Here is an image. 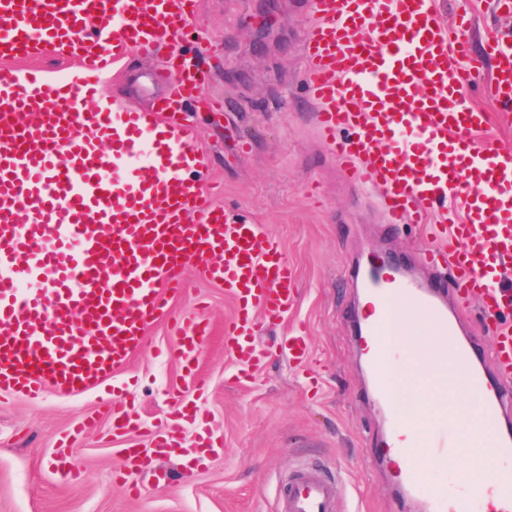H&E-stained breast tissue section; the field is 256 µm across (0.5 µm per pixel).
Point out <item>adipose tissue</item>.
Here are the masks:
<instances>
[{
    "mask_svg": "<svg viewBox=\"0 0 512 512\" xmlns=\"http://www.w3.org/2000/svg\"><path fill=\"white\" fill-rule=\"evenodd\" d=\"M436 378V373L420 368L411 398H403L402 387L396 384L392 387L393 400L403 412L407 429L411 432L422 430L430 419L447 417L465 441L461 455L465 463L464 483L473 488L487 487L494 481L497 463L484 448L481 408L477 405L459 406L456 399L460 386L449 383L440 389L434 385Z\"/></svg>",
    "mask_w": 512,
    "mask_h": 512,
    "instance_id": "ef3b65f1",
    "label": "adipose tissue"
}]
</instances>
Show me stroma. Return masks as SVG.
Listing matches in <instances>:
<instances>
[{"instance_id": "obj_1", "label": "stroma", "mask_w": 512, "mask_h": 512, "mask_svg": "<svg viewBox=\"0 0 512 512\" xmlns=\"http://www.w3.org/2000/svg\"><path fill=\"white\" fill-rule=\"evenodd\" d=\"M308 0H197L182 50L208 76L183 123L205 163L208 184L231 210L248 215L279 243L295 269L298 301L288 315L264 323L255 338L263 362L240 374L224 351V323L234 312L223 286L186 270L188 290L175 313L202 314L212 332L197 369L203 390L189 388L165 357L173 343L165 324L153 325L118 383L128 384L149 426H173L184 447L199 437L215 445L192 463L172 456L162 467L168 488L144 481L126 492L112 474L124 448H147L146 435L112 437L103 412L112 386L77 396L47 390L37 401L0 394V512H275L281 489L296 471L314 468L336 485V512H423L403 492L395 463L381 459L388 416L370 391L354 334L360 289L351 269L390 248L414 253L410 225H382L373 199L345 181L312 124L303 93L302 37L314 15ZM443 19L466 9L477 28L474 50L504 26L488 0H433ZM170 54L131 53L100 78L101 99L152 111L166 93L152 73ZM474 109L492 115L478 143L512 146V110H501L479 85L464 90ZM304 332L312 353L294 365L286 345ZM184 392L196 421L177 422L170 391ZM70 436L66 466L57 446Z\"/></svg>"}]
</instances>
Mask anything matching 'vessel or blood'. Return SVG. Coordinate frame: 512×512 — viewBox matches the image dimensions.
<instances>
[{"label":"vessel or blood","instance_id":"1","mask_svg":"<svg viewBox=\"0 0 512 512\" xmlns=\"http://www.w3.org/2000/svg\"><path fill=\"white\" fill-rule=\"evenodd\" d=\"M192 0H0V59L77 57L79 75L21 81L0 69V392L28 400L46 386L74 395L114 377L165 320L169 356L193 387L211 334L203 320L170 316L183 273L223 286L238 304L224 348L244 367L258 357V318H283L297 301L296 275L263 225L234 216L205 188L206 171L180 122L199 84L191 58L161 71L170 85L156 110H100L99 78L134 52L178 49ZM304 36L305 93L313 124L349 181L379 191L385 224H413L418 262L449 270L456 303L415 277L408 260L384 254L354 273L370 301L357 332L383 402L405 357L392 336L407 311L424 313L451 339L454 363L484 397L483 430L500 461L492 512H512V148L474 142L490 124L462 88L477 63L466 47L471 20L447 26L432 0H311ZM493 67L484 90L512 106V27L488 38ZM477 305L493 338L494 371L472 341L454 343L455 305ZM112 434L138 432L128 392L113 387ZM384 454L398 458L427 512H476L475 498L422 482L421 458L446 469L463 441L447 420L410 433L392 411ZM158 486L169 474L141 449L123 451L116 482ZM336 487L304 469L289 479L277 512H335Z\"/></svg>","mask_w":512,"mask_h":512}]
</instances>
